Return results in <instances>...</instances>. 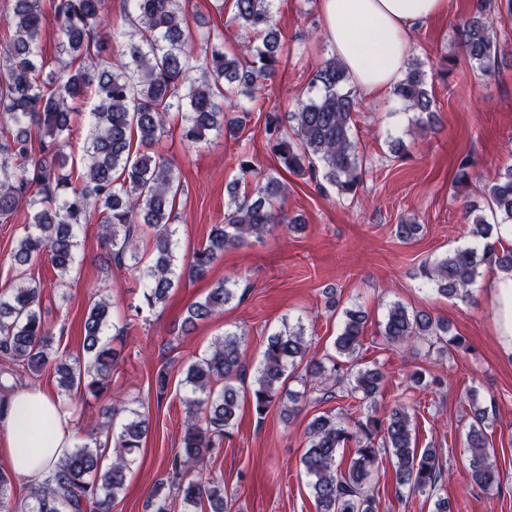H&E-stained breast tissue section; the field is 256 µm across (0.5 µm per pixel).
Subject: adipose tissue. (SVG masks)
Segmentation results:
<instances>
[{"label": "adipose tissue", "mask_w": 512, "mask_h": 512, "mask_svg": "<svg viewBox=\"0 0 512 512\" xmlns=\"http://www.w3.org/2000/svg\"><path fill=\"white\" fill-rule=\"evenodd\" d=\"M450 0H318L322 37L348 81L371 97L402 79L417 26L447 13ZM498 344L512 353V274L489 283ZM78 434L70 406L23 387L0 401V455L18 480L40 485Z\"/></svg>", "instance_id": "1"}]
</instances>
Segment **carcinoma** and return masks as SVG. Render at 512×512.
<instances>
[{"label":"carcinoma","mask_w":512,"mask_h":512,"mask_svg":"<svg viewBox=\"0 0 512 512\" xmlns=\"http://www.w3.org/2000/svg\"><path fill=\"white\" fill-rule=\"evenodd\" d=\"M13 16L5 48L0 53V217L28 211V224L11 260L20 274L44 256L64 277L77 264V230L98 213L104 264L132 261L144 280V301L152 309L164 303L183 277L204 279L218 254L250 237L259 238L277 224H296L274 209L284 196L281 180L261 174L251 161L238 162L239 176L228 185L224 223L214 224L208 244L193 252L186 266L176 264L172 224L179 176L170 162L150 149L159 142L171 116H181V137L198 144L213 134L238 139L246 121L283 63L280 31L272 0H234L232 20L245 36L244 52H224V36L211 31L192 35L179 0H126L131 31L112 54L106 31L108 0H49L58 25L62 56L50 64L39 53L47 22L43 0H10ZM512 0H488L462 27L466 58L483 71L498 64L492 14ZM199 37L210 46L203 62L191 54ZM345 68L334 56L316 71L314 93L300 101L287 120L266 116L265 133L281 167L297 175L322 179L341 198H353L362 183L363 157L352 134L358 102L349 90ZM395 95L416 122L433 116L434 100L427 89L422 63L408 64ZM96 101L92 125L83 147L81 164L65 151L70 145L72 105L85 97ZM235 102L239 115L226 120L219 100ZM492 217L512 221V166L498 173L488 187ZM473 232L487 240L494 225L484 215H472ZM421 225L402 221L395 227L401 241L416 238ZM512 272V246L502 239L481 251L456 249L423 264L419 275L441 296H469L468 288L484 273ZM42 285L21 280L10 294H0V356L12 368L3 371L21 380L53 364L58 385L68 398L101 393L117 362L105 337L111 323V303L104 297L89 306L83 324L85 365L58 360L54 330L41 311ZM236 297L229 281L219 280L186 310L182 327L189 329L224 311ZM335 353L309 355L311 344L301 325L284 326L267 340L250 389L252 406L263 416L274 404L290 418L297 404L308 398L321 404L342 399L345 404L322 411L307 425L308 444L301 458L303 471L318 512H376L366 484L378 463L379 449L394 459L397 481L413 492H435L443 468L434 448H419L409 413L403 408L382 417L369 413L382 387L376 368L354 369V360L366 322L361 309H348ZM380 334L392 346L444 343L463 346L456 336L446 338L448 326L425 311L393 304ZM304 367L303 389L287 387L290 376ZM242 338L226 333L215 338L211 350L191 363L183 384L186 425L179 448L169 459L166 479L153 494V512H172L180 501L182 512H232L224 483L204 476L206 463L224 444L240 410L246 378ZM220 388H215L217 383ZM359 417H354V414ZM112 434L109 424H90L86 442L68 451L48 478L34 489L24 512H111L124 489L132 453L147 436L146 419L138 412ZM466 443L471 481L488 487L496 481L485 435L487 409L472 405ZM353 423H348V420ZM112 434V458L105 463L99 439ZM355 444L347 469H336L339 449ZM12 474L0 470V512L9 507Z\"/></svg>","instance_id":"obj_1"}]
</instances>
